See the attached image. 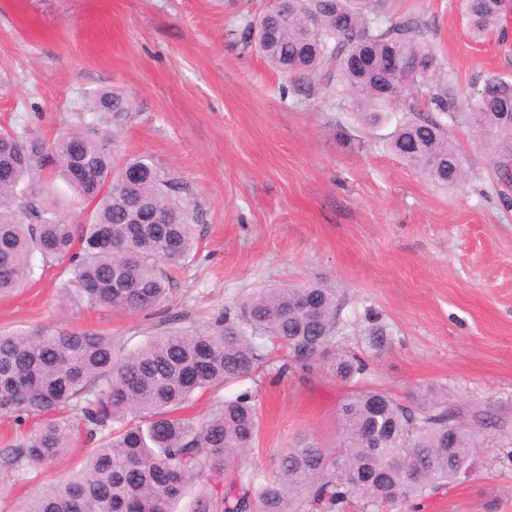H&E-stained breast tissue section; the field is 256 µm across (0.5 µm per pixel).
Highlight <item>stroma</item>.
<instances>
[{"mask_svg":"<svg viewBox=\"0 0 512 512\" xmlns=\"http://www.w3.org/2000/svg\"><path fill=\"white\" fill-rule=\"evenodd\" d=\"M224 0H0V127L53 141L88 96L112 88L136 107L120 137L187 188L196 252L173 272L169 299L148 313L63 301L58 267L0 297V330L30 325L97 331L141 343L163 319L200 325L256 289L326 277L343 290L339 349L364 354V384L400 399L433 389L492 448L471 480L428 492L418 512H512V159L466 116L448 125L467 176L443 190L393 155L404 104L368 121L357 91L299 90L231 30L250 14ZM412 16L441 70L469 100L490 74L512 77L507 41L468 35L457 0H384ZM269 346L255 377L210 391L190 415L209 416L250 389L260 432L248 458L274 474L307 436L335 448L347 386L329 358L280 368ZM84 437L15 480L0 467V512L26 501L83 458Z\"/></svg>","mask_w":512,"mask_h":512,"instance_id":"1","label":"stroma"}]
</instances>
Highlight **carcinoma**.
Masks as SVG:
<instances>
[{"label":"carcinoma","mask_w":512,"mask_h":512,"mask_svg":"<svg viewBox=\"0 0 512 512\" xmlns=\"http://www.w3.org/2000/svg\"><path fill=\"white\" fill-rule=\"evenodd\" d=\"M381 0H283L247 29L245 44L275 70L310 83L336 81L376 109L415 90L437 117H412L392 133L389 149L406 165L448 188L464 176L444 120H455L459 90L438 82V61L419 21H381ZM471 38L498 29L503 0H460ZM403 56L413 79L385 67ZM91 117L50 144L30 130L0 129V294L24 287L36 271L58 266L65 296L90 307L146 312L167 299V267L197 248L196 215L184 188L148 155L126 156L119 136L134 109L121 91L90 97ZM473 124L512 153V78H487L470 103ZM54 172L82 205L73 221L47 184ZM162 223L151 224L153 215ZM336 284L263 288L240 312L200 327L174 319L130 348L98 332L42 326L0 330V414L41 420L15 438L4 463L14 477L65 454L74 425L87 442L81 467L50 484L24 512H172L187 487L210 489L193 512H397L438 486L458 482L484 440L431 392L404 404L360 385L370 365L357 352L333 357L336 377L351 385L340 408V442L330 452L303 438L286 451L274 477L250 466L259 433L254 396L245 389L208 417L184 414L194 397L242 383L265 359V342L287 349L309 368L331 351L339 320ZM76 424H71V421ZM232 474L224 492L218 486Z\"/></svg>","instance_id":"cac0c4a2"}]
</instances>
